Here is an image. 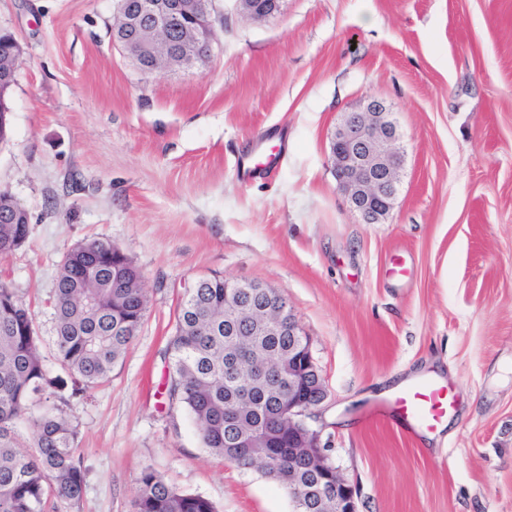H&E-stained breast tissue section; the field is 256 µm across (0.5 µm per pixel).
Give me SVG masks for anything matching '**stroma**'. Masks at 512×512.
<instances>
[{
    "label": "stroma",
    "mask_w": 512,
    "mask_h": 512,
    "mask_svg": "<svg viewBox=\"0 0 512 512\" xmlns=\"http://www.w3.org/2000/svg\"><path fill=\"white\" fill-rule=\"evenodd\" d=\"M115 10L0 0L23 49L0 190L32 217L0 281L30 304L54 375L48 301L69 248L112 242L148 297L110 381L72 402L87 474L69 512H132L146 468L218 512H293L167 396L177 306L215 275L275 289L309 337L327 397L308 424L359 512H512V0H281L262 22L214 0L205 61L150 74L113 46ZM369 97L405 152L379 224L350 209L330 157ZM258 142L279 163L244 177ZM424 374L457 398L432 443L375 413Z\"/></svg>",
    "instance_id": "35a3bbf8"
}]
</instances>
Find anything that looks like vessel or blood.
Here are the masks:
<instances>
[{"label": "vessel or blood", "instance_id": "obj_1", "mask_svg": "<svg viewBox=\"0 0 512 512\" xmlns=\"http://www.w3.org/2000/svg\"><path fill=\"white\" fill-rule=\"evenodd\" d=\"M455 406V394L442 380L426 377L408 383L387 401L384 413L409 432L434 431Z\"/></svg>", "mask_w": 512, "mask_h": 512}]
</instances>
